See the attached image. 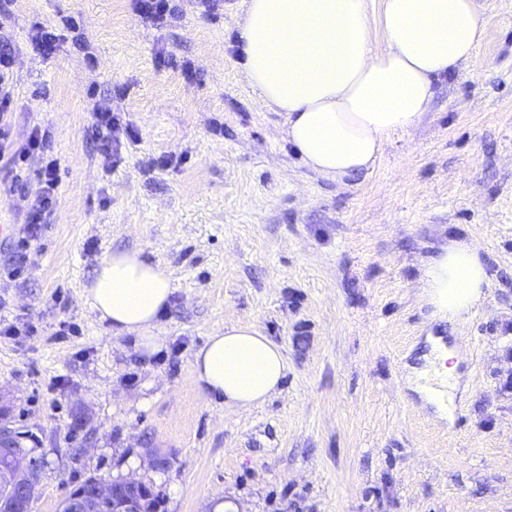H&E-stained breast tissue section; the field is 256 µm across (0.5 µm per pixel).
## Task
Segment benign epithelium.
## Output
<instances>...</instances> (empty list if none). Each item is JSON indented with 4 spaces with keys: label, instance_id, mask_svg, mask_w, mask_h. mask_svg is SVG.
<instances>
[{
    "label": "benign epithelium",
    "instance_id": "1",
    "mask_svg": "<svg viewBox=\"0 0 512 512\" xmlns=\"http://www.w3.org/2000/svg\"><path fill=\"white\" fill-rule=\"evenodd\" d=\"M27 440L0 404V509L8 512H28L38 495L40 459L25 448ZM153 494V485L139 478H93L63 499L60 512H152Z\"/></svg>",
    "mask_w": 512,
    "mask_h": 512
}]
</instances>
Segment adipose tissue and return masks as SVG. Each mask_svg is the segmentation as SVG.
I'll use <instances>...</instances> for the list:
<instances>
[{"label":"adipose tissue","mask_w":512,"mask_h":512,"mask_svg":"<svg viewBox=\"0 0 512 512\" xmlns=\"http://www.w3.org/2000/svg\"><path fill=\"white\" fill-rule=\"evenodd\" d=\"M488 25L480 0H246L238 25L243 74L262 104L285 116V138L321 177L370 168L391 133L414 127L429 108L434 80L469 62ZM439 317L482 301L489 283L476 246L451 243L423 271ZM173 292L170 277L137 251L100 260L86 302L115 334L156 353L151 328ZM452 350L432 342L417 392L440 415L432 381L455 385ZM192 373L226 405L247 410L278 392L287 374L280 345L251 324H230L195 352Z\"/></svg>","instance_id":"obj_1"}]
</instances>
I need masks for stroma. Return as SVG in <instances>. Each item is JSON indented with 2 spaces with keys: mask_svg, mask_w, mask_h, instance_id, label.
<instances>
[{
  "mask_svg": "<svg viewBox=\"0 0 512 512\" xmlns=\"http://www.w3.org/2000/svg\"><path fill=\"white\" fill-rule=\"evenodd\" d=\"M244 0H0L16 145L48 126L59 203L10 270L33 160L0 159V392L42 459L34 512L91 476H135L158 512H512V0H481L473 64L433 85L417 125L343 181L309 170L239 67ZM56 35L53 53L34 40ZM133 131L113 162L92 109ZM163 155L170 166H158ZM480 249V306L442 321L422 281L441 246ZM141 251L174 291L144 356L85 302L105 253ZM77 333L56 339L61 324ZM258 327L288 362L258 407L191 371L207 336ZM444 336L460 357L438 418L413 388ZM161 467L150 466V458Z\"/></svg>",
  "mask_w": 512,
  "mask_h": 512,
  "instance_id": "obj_1",
  "label": "stroma"
}]
</instances>
